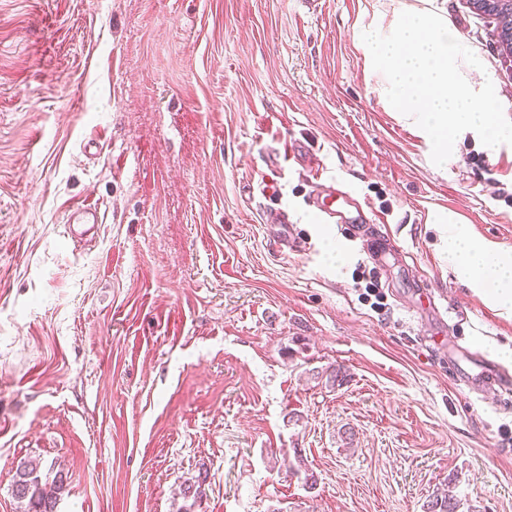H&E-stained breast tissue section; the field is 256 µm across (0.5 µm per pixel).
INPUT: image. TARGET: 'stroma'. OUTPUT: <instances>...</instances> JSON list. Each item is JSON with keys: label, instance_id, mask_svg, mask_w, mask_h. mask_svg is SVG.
Instances as JSON below:
<instances>
[{"label": "stroma", "instance_id": "1", "mask_svg": "<svg viewBox=\"0 0 512 512\" xmlns=\"http://www.w3.org/2000/svg\"><path fill=\"white\" fill-rule=\"evenodd\" d=\"M377 6L0 0V512H23L24 462L63 475L56 512H425L445 488L512 512V395L476 400L432 341L494 360L512 317L429 221L512 250V54L496 16L447 0L504 133L434 163L373 90ZM288 143L305 158L271 167ZM314 165L402 254L375 271L386 313L358 299L359 237L307 204ZM84 200L102 222L76 249ZM101 223L100 211L92 203L71 205L66 213L65 232L74 245L92 240L96 224Z\"/></svg>", "mask_w": 512, "mask_h": 512}]
</instances>
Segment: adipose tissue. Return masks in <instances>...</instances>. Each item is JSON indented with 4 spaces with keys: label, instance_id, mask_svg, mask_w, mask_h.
Here are the masks:
<instances>
[{
    "label": "adipose tissue",
    "instance_id": "ef3b65f1",
    "mask_svg": "<svg viewBox=\"0 0 512 512\" xmlns=\"http://www.w3.org/2000/svg\"><path fill=\"white\" fill-rule=\"evenodd\" d=\"M390 5V11H375L363 43L379 97L435 142L440 158L468 133L496 152L502 134L499 97L481 60L453 39L442 8L409 0ZM437 221L447 227L448 258L460 280L511 317L512 251L475 240L447 216Z\"/></svg>",
    "mask_w": 512,
    "mask_h": 512
}]
</instances>
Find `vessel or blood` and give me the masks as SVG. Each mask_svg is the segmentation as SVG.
<instances>
[{
    "mask_svg": "<svg viewBox=\"0 0 512 512\" xmlns=\"http://www.w3.org/2000/svg\"><path fill=\"white\" fill-rule=\"evenodd\" d=\"M326 223L346 224L365 238L368 254L378 264H386L390 256L391 241L379 234V217L367 204H337L335 197L322 199L316 204ZM101 221L100 211L94 204L83 202L71 205L66 213L65 232L74 244L92 240L95 228ZM454 367L469 392H477L485 381H493L500 390H512V372L505 370L483 354L460 344H453Z\"/></svg>",
    "mask_w": 512,
    "mask_h": 512,
    "instance_id": "1",
    "label": "vessel or blood"
}]
</instances>
